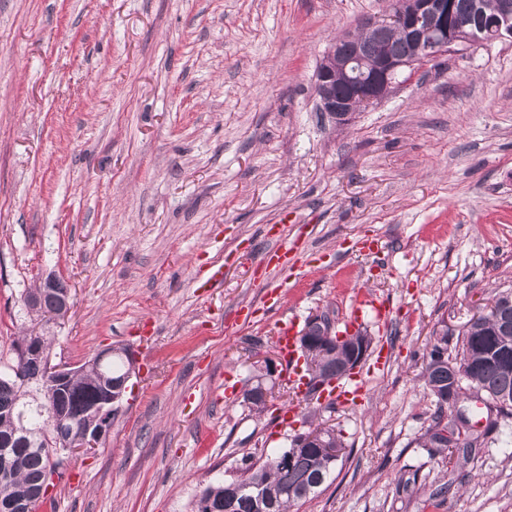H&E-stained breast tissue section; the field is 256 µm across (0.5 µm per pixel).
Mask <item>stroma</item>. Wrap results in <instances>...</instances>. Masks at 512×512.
<instances>
[{
  "instance_id": "35a3bbf8",
  "label": "stroma",
  "mask_w": 512,
  "mask_h": 512,
  "mask_svg": "<svg viewBox=\"0 0 512 512\" xmlns=\"http://www.w3.org/2000/svg\"><path fill=\"white\" fill-rule=\"evenodd\" d=\"M392 3L0 0V356L22 292L54 273L73 296L55 359L122 344L140 368L104 449L66 463L41 512H193L243 457L318 423L351 454L298 512H512V418L456 466L421 445L435 403L419 376L434 330L456 344L512 290V42L445 57L336 124L318 64ZM268 224L302 261L271 313L250 278ZM215 266L221 285L197 287ZM364 296L390 304L387 327L360 325L390 365L359 364L361 404L299 394L282 367L263 412L243 402L284 323L325 314L344 332Z\"/></svg>"
}]
</instances>
